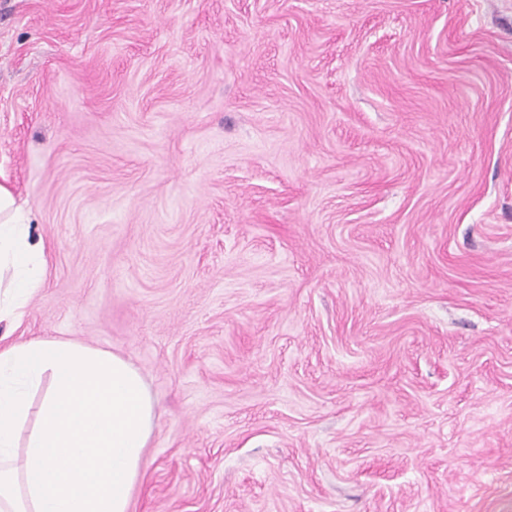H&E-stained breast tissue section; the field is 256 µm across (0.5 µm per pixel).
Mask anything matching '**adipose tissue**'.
Returning a JSON list of instances; mask_svg holds the SVG:
<instances>
[{"label":"adipose tissue","instance_id":"adipose-tissue-1","mask_svg":"<svg viewBox=\"0 0 512 512\" xmlns=\"http://www.w3.org/2000/svg\"><path fill=\"white\" fill-rule=\"evenodd\" d=\"M45 276L44 244L0 183V320L20 322ZM153 420L119 354L48 337L0 346V512H128Z\"/></svg>","mask_w":512,"mask_h":512}]
</instances>
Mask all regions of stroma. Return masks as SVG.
Listing matches in <instances>:
<instances>
[{"label":"stroma","instance_id":"obj_1","mask_svg":"<svg viewBox=\"0 0 512 512\" xmlns=\"http://www.w3.org/2000/svg\"><path fill=\"white\" fill-rule=\"evenodd\" d=\"M0 182L128 512H512V0H0Z\"/></svg>","mask_w":512,"mask_h":512}]
</instances>
